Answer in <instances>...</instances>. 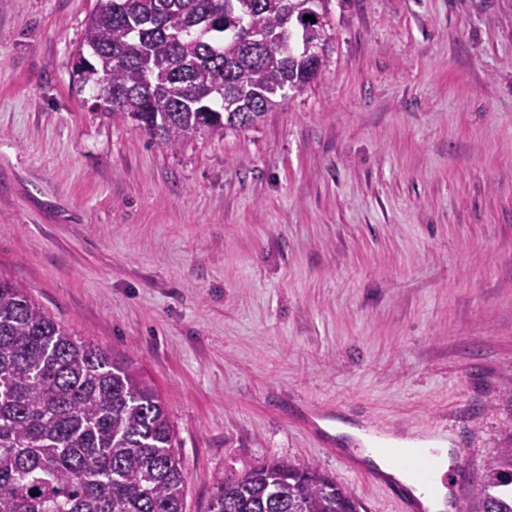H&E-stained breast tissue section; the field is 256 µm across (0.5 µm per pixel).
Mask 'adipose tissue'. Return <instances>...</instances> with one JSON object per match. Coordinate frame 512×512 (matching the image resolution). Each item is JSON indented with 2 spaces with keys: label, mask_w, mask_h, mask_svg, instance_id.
<instances>
[{
  "label": "adipose tissue",
  "mask_w": 512,
  "mask_h": 512,
  "mask_svg": "<svg viewBox=\"0 0 512 512\" xmlns=\"http://www.w3.org/2000/svg\"><path fill=\"white\" fill-rule=\"evenodd\" d=\"M337 435H344L358 440L362 445L361 455L369 464L375 465L382 472L397 477L410 487H417L418 481L413 472L406 467L405 459L413 452L424 450L434 452L438 459V468L434 474L431 486L427 489L423 501L432 512H444L447 502L448 489L444 483V476L448 471L450 450L448 442L444 439H435L423 442L411 438H393L388 448H374L370 445V437L358 428L337 424Z\"/></svg>",
  "instance_id": "1"
}]
</instances>
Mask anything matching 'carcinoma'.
Masks as SVG:
<instances>
[{
    "label": "carcinoma",
    "instance_id": "carcinoma-1",
    "mask_svg": "<svg viewBox=\"0 0 512 512\" xmlns=\"http://www.w3.org/2000/svg\"><path fill=\"white\" fill-rule=\"evenodd\" d=\"M105 0L74 68L95 106L176 149L253 127L313 80L328 0ZM314 21L304 20V16ZM186 478L162 399L127 364L76 339L0 278V512H184ZM470 512H512V442L489 458ZM314 464L269 460L208 512H362Z\"/></svg>",
    "mask_w": 512,
    "mask_h": 512
}]
</instances>
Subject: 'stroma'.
I'll list each match as a JSON object with an SVG mask.
<instances>
[{
    "label": "stroma",
    "instance_id": "35a3bbf8",
    "mask_svg": "<svg viewBox=\"0 0 512 512\" xmlns=\"http://www.w3.org/2000/svg\"><path fill=\"white\" fill-rule=\"evenodd\" d=\"M97 0H0V277L164 401L185 512L268 459L387 512L336 438L512 439V0H329L326 64L170 149L73 68Z\"/></svg>",
    "mask_w": 512,
    "mask_h": 512
}]
</instances>
